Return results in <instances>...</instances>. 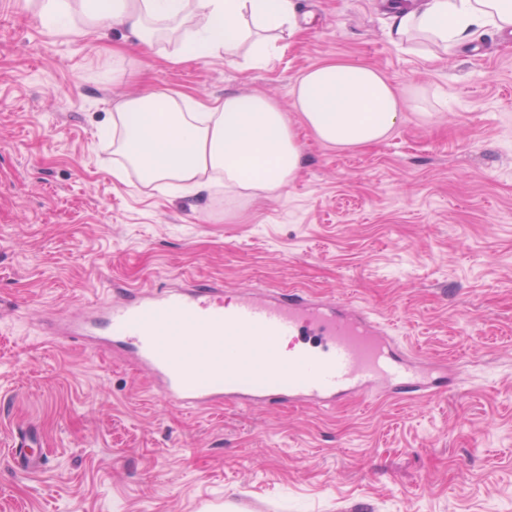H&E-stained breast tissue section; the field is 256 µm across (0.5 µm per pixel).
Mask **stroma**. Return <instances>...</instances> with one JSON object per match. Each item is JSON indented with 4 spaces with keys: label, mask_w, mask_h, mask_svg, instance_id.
Returning <instances> with one entry per match:
<instances>
[{
    "label": "stroma",
    "mask_w": 512,
    "mask_h": 512,
    "mask_svg": "<svg viewBox=\"0 0 512 512\" xmlns=\"http://www.w3.org/2000/svg\"><path fill=\"white\" fill-rule=\"evenodd\" d=\"M266 68L172 61L175 44L47 39L0 0V512H512V38L429 61L394 45L382 0H296ZM376 67L421 108L382 143L317 140L293 110L309 66ZM140 89L275 99L302 167L277 198L173 194L115 176L104 138ZM302 288L370 309L447 392L330 409L161 401L104 349L48 335L113 282ZM47 463L19 474L18 426Z\"/></svg>",
    "instance_id": "obj_1"
}]
</instances>
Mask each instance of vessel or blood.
Listing matches in <instances>:
<instances>
[{"label":"vessel or blood","instance_id":"obj_1","mask_svg":"<svg viewBox=\"0 0 512 512\" xmlns=\"http://www.w3.org/2000/svg\"><path fill=\"white\" fill-rule=\"evenodd\" d=\"M51 335L103 339L129 351L157 395L190 410L232 403L333 407L356 395L432 396L429 379L397 348L371 311L292 288L244 292L225 304L222 285L112 289L84 321L61 320ZM24 474L40 468V438L21 430Z\"/></svg>","mask_w":512,"mask_h":512}]
</instances>
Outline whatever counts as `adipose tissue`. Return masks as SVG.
Returning <instances> with one entry per match:
<instances>
[{
	"instance_id": "obj_1",
	"label": "adipose tissue",
	"mask_w": 512,
	"mask_h": 512,
	"mask_svg": "<svg viewBox=\"0 0 512 512\" xmlns=\"http://www.w3.org/2000/svg\"><path fill=\"white\" fill-rule=\"evenodd\" d=\"M44 34L90 36L100 22L123 27L146 47L175 36L179 57L202 43L209 55H243L267 67L296 34L295 0H26ZM390 37L422 57L452 52L482 29L512 31V0H389ZM303 125L321 142L359 148L384 141L405 97L373 67L330 60L307 68L293 91ZM112 153L159 190L195 194L223 185L237 198L278 197L302 152L286 112L262 95L199 101L180 93L133 95L112 115Z\"/></svg>"
}]
</instances>
